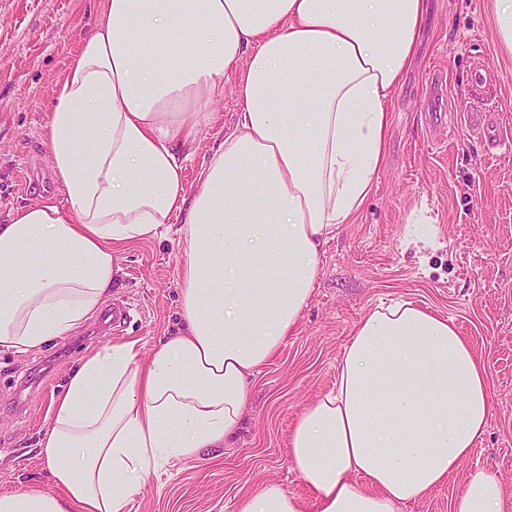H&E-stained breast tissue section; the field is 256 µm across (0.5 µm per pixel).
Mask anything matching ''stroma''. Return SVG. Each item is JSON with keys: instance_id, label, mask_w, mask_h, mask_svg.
Segmentation results:
<instances>
[{"instance_id": "stroma-1", "label": "stroma", "mask_w": 512, "mask_h": 512, "mask_svg": "<svg viewBox=\"0 0 512 512\" xmlns=\"http://www.w3.org/2000/svg\"><path fill=\"white\" fill-rule=\"evenodd\" d=\"M499 0H430L417 58L390 105L385 157L352 223L324 245L311 300L279 352L255 376L247 422L230 445L151 470L131 512H236L274 483L316 512L288 460V437L306 404L328 392L358 321L380 304L409 301L454 321L487 366L494 410L448 482L401 512H452L472 473L497 474L512 508V55L498 36ZM101 20L99 0H0V224L38 196L66 206L53 181L45 122L56 80ZM484 79L472 85L470 75ZM485 101L500 132L492 146L463 120ZM233 83L211 123L181 148L187 191L236 119ZM428 223L427 241L415 240ZM180 249L173 236L120 247L112 297L69 336L18 354L0 350V494H56L39 454L54 402L71 374L108 342L150 353L179 325ZM117 306L121 332L99 326Z\"/></svg>"}]
</instances>
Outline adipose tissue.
<instances>
[{"instance_id": "adipose-tissue-1", "label": "adipose tissue", "mask_w": 512, "mask_h": 512, "mask_svg": "<svg viewBox=\"0 0 512 512\" xmlns=\"http://www.w3.org/2000/svg\"><path fill=\"white\" fill-rule=\"evenodd\" d=\"M427 0H102L45 124L52 198L0 224V349L72 333L112 295L118 245L177 236L178 335L87 357L39 453L60 495L0 496V512H128L159 458L234 440L250 380L294 330L320 250L353 221L384 159L388 104ZM237 73L240 108L187 195L195 138ZM182 214L172 226L173 214ZM492 410L488 371L453 322L378 306L345 345L336 384L298 415L288 459L317 512H400L447 482ZM237 512H302L264 485ZM453 512H506L493 473Z\"/></svg>"}]
</instances>
